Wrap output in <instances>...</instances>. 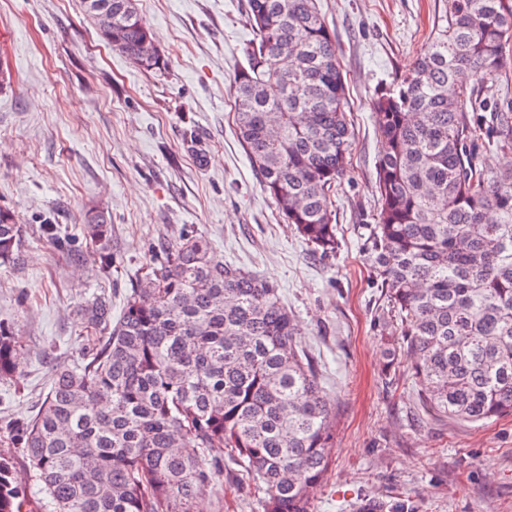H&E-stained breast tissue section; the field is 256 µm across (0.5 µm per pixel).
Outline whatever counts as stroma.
Wrapping results in <instances>:
<instances>
[{
  "label": "stroma",
  "mask_w": 512,
  "mask_h": 512,
  "mask_svg": "<svg viewBox=\"0 0 512 512\" xmlns=\"http://www.w3.org/2000/svg\"><path fill=\"white\" fill-rule=\"evenodd\" d=\"M246 0H138L169 60L151 73L110 50L81 0H0V210L22 228L0 268V324L21 357L0 383V421L44 400L53 366L80 363L95 333L79 307L93 292L120 315L162 240L210 239L215 256L267 278L336 413L329 470L311 512H512V415L479 424L429 413L389 361L400 329L367 259L379 137L370 104L448 23V0H319L336 35L353 140L336 191L341 241L323 258L282 219L237 136L234 74L253 37ZM207 155L199 163L195 149ZM107 213L113 263L100 272L85 218ZM59 224L75 256L42 237ZM263 492H205L197 512H262Z\"/></svg>",
  "instance_id": "obj_1"
}]
</instances>
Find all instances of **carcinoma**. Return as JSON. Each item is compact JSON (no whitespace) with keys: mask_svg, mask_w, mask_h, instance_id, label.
<instances>
[{"mask_svg":"<svg viewBox=\"0 0 512 512\" xmlns=\"http://www.w3.org/2000/svg\"><path fill=\"white\" fill-rule=\"evenodd\" d=\"M112 4V44L146 72L168 62L131 0ZM254 38L234 78L239 136L260 184L313 251L338 249L333 197L352 132L336 37L315 0H248ZM512 0H448L431 50L371 101L380 156L368 258L400 323L420 402L475 424L512 414V170L484 152L512 151ZM100 271L112 224H84ZM22 233L0 210V267ZM97 342L58 367L33 417L0 426L41 498L0 454V512H194L215 485L256 480L263 512H311L330 461L335 413L293 317L271 281L222 263L202 235L161 244L128 289L121 316L95 294L81 307ZM21 366L0 325V381ZM243 465L224 482V458Z\"/></svg>","mask_w":512,"mask_h":512,"instance_id":"1","label":"carcinoma"}]
</instances>
